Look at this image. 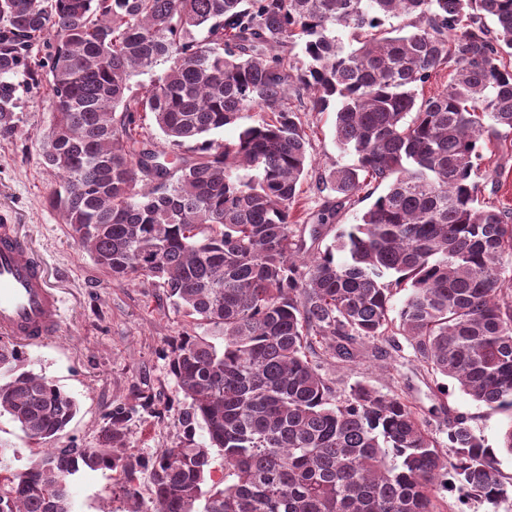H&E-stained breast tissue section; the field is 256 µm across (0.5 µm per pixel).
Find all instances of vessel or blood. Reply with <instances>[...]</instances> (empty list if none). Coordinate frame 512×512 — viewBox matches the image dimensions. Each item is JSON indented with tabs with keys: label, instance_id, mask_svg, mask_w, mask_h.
<instances>
[{
	"label": "vessel or blood",
	"instance_id": "vessel-or-blood-1",
	"mask_svg": "<svg viewBox=\"0 0 512 512\" xmlns=\"http://www.w3.org/2000/svg\"><path fill=\"white\" fill-rule=\"evenodd\" d=\"M61 325L60 297L43 261L15 225L0 223V337L35 346Z\"/></svg>",
	"mask_w": 512,
	"mask_h": 512
}]
</instances>
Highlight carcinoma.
<instances>
[{
    "mask_svg": "<svg viewBox=\"0 0 512 512\" xmlns=\"http://www.w3.org/2000/svg\"><path fill=\"white\" fill-rule=\"evenodd\" d=\"M510 49L512 0H0V139L17 130L23 72L48 91L49 203L77 244L224 339L174 340L185 440L151 457L131 448L129 402L97 447H58L75 401L0 343V413L46 445L0 478V512H74L71 479L99 469L131 512L201 499L202 512H444L448 475L493 504L512 497L468 416L448 414L444 445L401 394L358 382L341 397L314 361L350 363L399 334L427 372L512 412V209L480 188L483 132L512 133ZM446 67L448 86L419 97ZM290 94L310 112L335 104L351 157L319 177L339 198L304 223L332 224L367 182L386 186L318 254L295 230L311 158ZM250 109L259 121L213 138ZM197 424L208 441L194 442ZM214 451L224 488L207 490Z\"/></svg>",
    "mask_w": 512,
    "mask_h": 512,
    "instance_id": "1",
    "label": "carcinoma"
}]
</instances>
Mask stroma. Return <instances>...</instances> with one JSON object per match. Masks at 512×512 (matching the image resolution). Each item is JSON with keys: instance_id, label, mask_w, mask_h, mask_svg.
Wrapping results in <instances>:
<instances>
[{"instance_id": "1", "label": "stroma", "mask_w": 512, "mask_h": 512, "mask_svg": "<svg viewBox=\"0 0 512 512\" xmlns=\"http://www.w3.org/2000/svg\"><path fill=\"white\" fill-rule=\"evenodd\" d=\"M18 132L0 139V213L13 216L47 266L49 280L62 300L59 333L43 346L29 347L30 368L45 374L78 403L62 445L94 447L113 403L148 398L151 406L131 426L130 440L149 457L182 438L177 414L183 396L168 368L169 343L188 328L162 289L144 279L111 280L69 235L61 216L48 203L58 174L43 159V137L53 122L46 89H19ZM313 165L301 186L298 207L317 213L331 189L316 190L325 171L347 163L334 140V110L305 112ZM480 180L492 202L512 207V136L492 140L485 151ZM321 372L347 390L359 381L382 392L398 390L424 408L445 405L467 414L486 446L498 448L512 414L494 411L462 393L452 380L435 377L413 356L407 342L375 348L365 342L356 360L341 366L325 360ZM0 448L20 471L35 457L37 445L9 415H0ZM75 512H127L129 504L114 486L109 470L89 472L70 483Z\"/></svg>"}]
</instances>
